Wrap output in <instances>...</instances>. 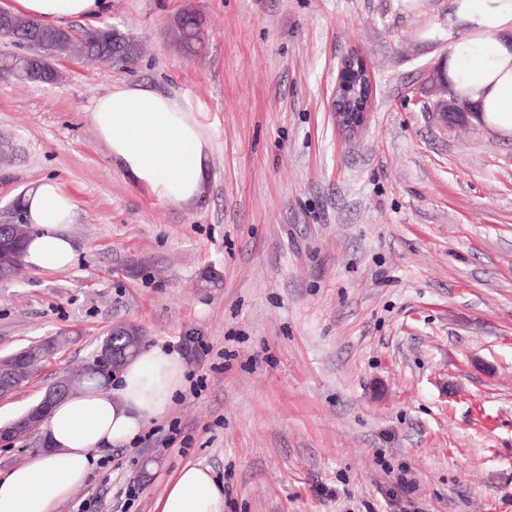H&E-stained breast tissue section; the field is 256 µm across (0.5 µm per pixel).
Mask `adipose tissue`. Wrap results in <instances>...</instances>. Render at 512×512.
I'll list each match as a JSON object with an SVG mask.
<instances>
[{
    "label": "adipose tissue",
    "instance_id": "ef3b65f1",
    "mask_svg": "<svg viewBox=\"0 0 512 512\" xmlns=\"http://www.w3.org/2000/svg\"><path fill=\"white\" fill-rule=\"evenodd\" d=\"M13 2L15 11L47 25L91 20L110 6L109 0ZM448 24L465 34L442 62L449 92L478 112L483 124L512 132V0H451ZM91 120L112 160L136 184L184 206L201 197L208 144L175 98L141 86L119 88L96 100ZM24 203L36 229L26 248L28 267L70 266L71 194L48 179L28 191ZM184 381L178 354L147 348L127 362L113 385L56 403L44 425L45 449L0 477V512H54L85 481L98 453L131 443L149 419L166 414ZM156 508L224 512V496L209 468L188 464L169 481Z\"/></svg>",
    "mask_w": 512,
    "mask_h": 512
}]
</instances>
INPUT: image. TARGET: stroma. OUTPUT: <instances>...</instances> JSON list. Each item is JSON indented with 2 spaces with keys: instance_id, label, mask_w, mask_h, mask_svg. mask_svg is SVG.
Instances as JSON below:
<instances>
[{
  "instance_id": "obj_1",
  "label": "stroma",
  "mask_w": 512,
  "mask_h": 512,
  "mask_svg": "<svg viewBox=\"0 0 512 512\" xmlns=\"http://www.w3.org/2000/svg\"><path fill=\"white\" fill-rule=\"evenodd\" d=\"M206 43L189 57L185 11ZM449 0H111L128 66L0 78V218L44 178L75 200L77 256L0 283V357L73 341L0 400V423L82 365L112 325L179 353L182 392L56 512H155L183 465L224 512H512V136L436 123L411 88L460 34ZM375 88L351 138L331 108L347 56ZM142 83L203 132L192 206L113 165L96 99ZM175 440H168L170 427Z\"/></svg>"
}]
</instances>
